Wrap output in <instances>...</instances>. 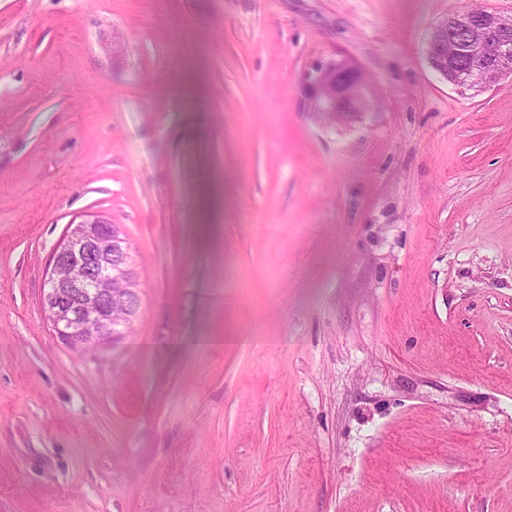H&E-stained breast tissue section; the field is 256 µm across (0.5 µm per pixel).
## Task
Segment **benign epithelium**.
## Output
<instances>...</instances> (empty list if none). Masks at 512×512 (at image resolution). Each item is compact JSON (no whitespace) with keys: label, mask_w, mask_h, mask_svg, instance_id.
Listing matches in <instances>:
<instances>
[{"label":"benign epithelium","mask_w":512,"mask_h":512,"mask_svg":"<svg viewBox=\"0 0 512 512\" xmlns=\"http://www.w3.org/2000/svg\"><path fill=\"white\" fill-rule=\"evenodd\" d=\"M430 67L460 89L496 90L512 77V14L456 10L431 28L424 42ZM301 97L316 112L350 121L368 108L365 83L345 62H327L307 73ZM109 220L86 212L70 221L46 274L44 305L56 336L72 347H96L123 326L113 323L119 306L128 317L140 309L132 250Z\"/></svg>","instance_id":"1"}]
</instances>
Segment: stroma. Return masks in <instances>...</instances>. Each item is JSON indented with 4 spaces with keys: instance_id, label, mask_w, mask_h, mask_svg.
I'll return each mask as SVG.
<instances>
[{
    "instance_id": "stroma-1",
    "label": "stroma",
    "mask_w": 512,
    "mask_h": 512,
    "mask_svg": "<svg viewBox=\"0 0 512 512\" xmlns=\"http://www.w3.org/2000/svg\"><path fill=\"white\" fill-rule=\"evenodd\" d=\"M512 0H0V512H512V87L431 27ZM373 100L307 112L315 65ZM132 332L55 336L70 220ZM301 97L312 112L350 121L368 108L365 83L358 70L345 62L318 64L307 73ZM319 108H312L313 103ZM69 224L46 274L44 305L55 335L86 350L124 331L113 323L115 305L128 317L137 316L139 282L131 247L119 227L121 234L107 227L110 221L97 212L78 215ZM67 267L79 270L80 276L63 278L60 270ZM117 282L127 285L121 297L113 289L111 294L110 286Z\"/></svg>"
}]
</instances>
